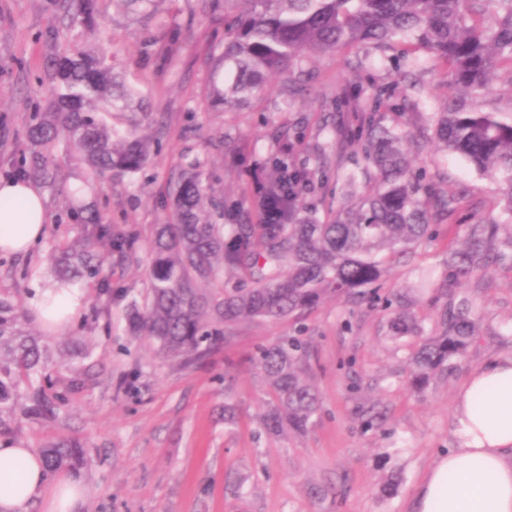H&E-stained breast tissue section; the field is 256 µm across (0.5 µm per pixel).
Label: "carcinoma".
Instances as JSON below:
<instances>
[{
	"label": "carcinoma",
	"mask_w": 512,
	"mask_h": 512,
	"mask_svg": "<svg viewBox=\"0 0 512 512\" xmlns=\"http://www.w3.org/2000/svg\"><path fill=\"white\" fill-rule=\"evenodd\" d=\"M74 24L94 17V0H64ZM238 12L210 71L213 98L239 107L263 94L268 77L304 58L395 37L416 59L442 68L452 93L430 118L437 147L462 157L498 185L504 224H471L464 248L452 253L436 288L449 295L461 281L486 271L512 251V113L483 112L480 99L497 72L512 81V0H234ZM112 38L94 50H70L50 58L47 74L55 111L37 113L29 127L33 149L16 175L54 185L58 171L40 148L67 142L92 179L112 181L137 174L152 160L142 134L155 122L149 103L123 80L112 57ZM384 90L374 111L357 114L350 129L362 161L345 173L351 203L328 209L325 218L307 207L310 178L296 160L302 132L282 126L273 143L251 208L226 205L207 193L198 161L170 185L172 221L155 225L148 240L150 282L146 303L128 305L129 332L186 364L206 358L224 336L222 327L242 321L299 318L328 297L373 298L389 264L412 253L461 208L466 196L449 195L426 180L402 150L406 132L383 124ZM134 238L112 225L92 223L80 240L49 254L61 283L76 277L112 288V259L134 253ZM394 338L419 332L409 300L396 297ZM25 314L0 292V438L22 417L57 418L64 394L57 391L58 345L31 333ZM469 305L448 302L439 329L411 357V382L420 386L447 373L474 337ZM308 343L290 336L260 350L258 365L271 390L265 428L307 430L320 395L307 379ZM45 468L78 472L87 463L80 442H51L40 451Z\"/></svg>",
	"instance_id": "1"
}]
</instances>
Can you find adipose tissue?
Wrapping results in <instances>:
<instances>
[{
    "label": "adipose tissue",
    "mask_w": 512,
    "mask_h": 512,
    "mask_svg": "<svg viewBox=\"0 0 512 512\" xmlns=\"http://www.w3.org/2000/svg\"><path fill=\"white\" fill-rule=\"evenodd\" d=\"M45 200L30 183H0V252L28 255L47 232ZM30 309L54 329L69 326L83 304L73 288L34 278ZM458 450L439 456L419 486L413 512H512V356L473 369L454 406ZM86 497L67 473H48L38 452L0 441V512H78Z\"/></svg>",
    "instance_id": "adipose-tissue-1"
}]
</instances>
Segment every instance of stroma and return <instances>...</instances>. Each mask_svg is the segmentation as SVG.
<instances>
[{
	"label": "stroma",
	"mask_w": 512,
	"mask_h": 512,
	"mask_svg": "<svg viewBox=\"0 0 512 512\" xmlns=\"http://www.w3.org/2000/svg\"><path fill=\"white\" fill-rule=\"evenodd\" d=\"M97 7L128 84L156 114L147 133L158 155L135 176L102 186L86 178L66 142L48 147L70 182L80 184L82 210L72 214L64 193L42 188L48 232L27 257L0 253V292L27 298L35 270L44 282L54 281L49 251L56 242L76 240L94 218L134 235L135 254L113 265L111 295L79 283L81 318L55 339L86 343L83 381L72 386L71 373L60 372L57 388L65 401L58 418L22 421L14 442L37 450L75 439L87 448L81 512H410L438 454L457 447L452 407L470 372L512 354V260L491 263L460 287L477 327L451 375L413 387L408 358L417 340L391 338L390 302L399 294L411 295L412 314L434 333L441 306L416 283L421 274L446 268L468 225L498 216L496 184L437 150L418 125H411L413 138L404 145L409 158L440 190L465 194L468 205L437 225L436 237L423 241L409 262L389 269L378 302L332 298L298 321L240 323L194 365L130 335L124 314L131 299L146 294V242L155 225L169 220L168 186L178 166L201 160L214 196L246 203V170L266 159L269 131L298 125L304 130L299 157L325 148L324 164L312 167L316 189L306 197L310 207L325 210L343 202V174L360 148L341 136L326 142L319 131L323 117L351 123L354 113L368 111L375 86L391 94L387 121L404 112L441 111L443 74L414 64L396 38L379 48L363 44L303 59L276 75L264 95L225 110L212 105L206 87L212 49L224 41L234 0H156L150 18L121 0H97ZM96 44L89 28L63 20L57 0H0V182L13 179L28 148L30 115L47 107L48 58ZM228 139L248 143L244 162L227 154ZM299 322L311 338L307 374L321 408L304 434L273 435L262 424L270 390L253 356Z\"/></svg>",
	"instance_id": "obj_1"
}]
</instances>
